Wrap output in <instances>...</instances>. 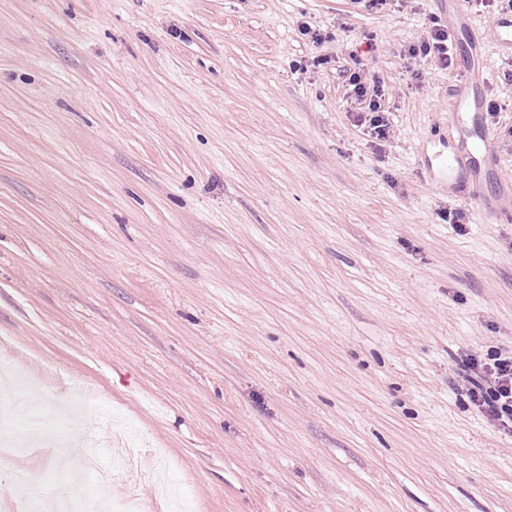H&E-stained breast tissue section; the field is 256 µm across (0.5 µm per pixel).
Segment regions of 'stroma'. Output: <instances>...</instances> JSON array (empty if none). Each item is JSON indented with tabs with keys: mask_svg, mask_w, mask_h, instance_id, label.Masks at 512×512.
Returning a JSON list of instances; mask_svg holds the SVG:
<instances>
[{
	"mask_svg": "<svg viewBox=\"0 0 512 512\" xmlns=\"http://www.w3.org/2000/svg\"><path fill=\"white\" fill-rule=\"evenodd\" d=\"M497 16L0 0V359L46 436L0 467V512L151 504L161 478L198 512H512V432L456 384L512 348ZM435 22L447 69L409 53ZM356 70L384 82L389 140L354 122ZM465 76L481 110L449 112ZM482 127L479 206L426 161ZM91 410L60 454L56 413Z\"/></svg>",
	"mask_w": 512,
	"mask_h": 512,
	"instance_id": "obj_1",
	"label": "stroma"
}]
</instances>
